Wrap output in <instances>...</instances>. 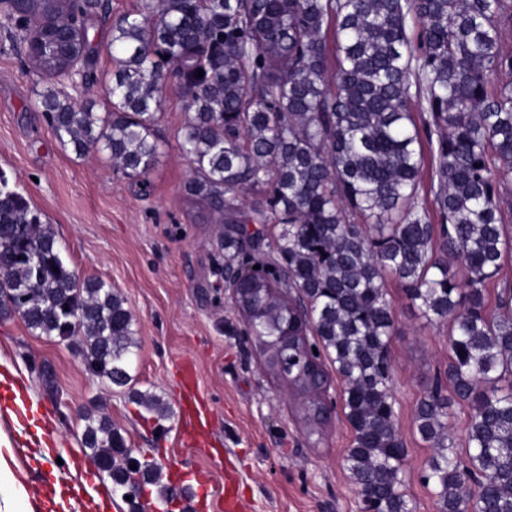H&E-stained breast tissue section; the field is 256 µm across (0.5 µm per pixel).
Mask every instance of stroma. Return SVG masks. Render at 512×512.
Segmentation results:
<instances>
[{
  "mask_svg": "<svg viewBox=\"0 0 512 512\" xmlns=\"http://www.w3.org/2000/svg\"><path fill=\"white\" fill-rule=\"evenodd\" d=\"M140 0H93L81 17L90 51L70 93L104 112L112 70L107 46L112 22L135 13ZM26 22L0 24V174L47 220L65 261L81 277L103 280L127 300L138 348L129 373L135 389L159 395L163 424L144 419L125 389L86 371L81 355L56 338L32 333L20 317L0 319V360L17 372L0 382V435L10 449L0 457L16 481L39 500L42 512L55 487L75 512H128L82 445L83 410L100 399L129 448L188 480L216 474L214 498L231 497L240 512H359L343 464L352 432L336 413L319 443L305 436L298 399L273 374L245 334L244 320L217 288L213 266L222 260L218 221L204 219L188 198L190 163L177 148L186 114L181 88L169 80L155 135L161 143L148 191L113 172L106 153L77 156L61 146L40 104L47 81L21 45ZM395 317L391 343L393 396L406 448L405 484L412 512H438L421 481L433 453L414 428L427 384L448 369V322H427L395 280L387 282ZM53 390H46L44 375ZM25 394L37 425L14 431L8 409ZM56 441L54 461H42L41 432Z\"/></svg>",
  "mask_w": 512,
  "mask_h": 512,
  "instance_id": "obj_1",
  "label": "stroma"
}]
</instances>
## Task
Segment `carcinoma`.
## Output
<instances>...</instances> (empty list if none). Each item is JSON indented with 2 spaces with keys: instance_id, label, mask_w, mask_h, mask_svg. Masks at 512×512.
<instances>
[{
  "instance_id": "carcinoma-1",
  "label": "carcinoma",
  "mask_w": 512,
  "mask_h": 512,
  "mask_svg": "<svg viewBox=\"0 0 512 512\" xmlns=\"http://www.w3.org/2000/svg\"><path fill=\"white\" fill-rule=\"evenodd\" d=\"M507 25L512 0H141L112 24L106 112L58 88L68 55L33 60L50 80L41 107L61 145L79 156L106 152L144 188L160 148L163 91L177 79L186 109L178 146L191 164L185 191L224 224L279 227L261 263L240 233L219 234L223 267L250 272L239 303L270 365L288 366L294 379L312 359L334 366L353 434L344 464L361 512H411L387 275L423 317L451 325L450 389L434 378L414 417L433 448L422 478L438 512H512V284L503 281L498 313L485 304L512 255L504 224L512 81L500 79L512 74ZM425 139L436 141L430 205L418 195ZM248 187L264 194L245 206ZM287 286L305 301L312 344L297 337L279 292ZM12 314L69 342L91 376L120 388L132 381L127 300L80 278L41 212L0 178V316ZM288 336L299 343L279 345ZM129 394L166 416L157 395ZM458 406L469 409L464 458L450 432ZM85 420L84 447L112 483H161L155 463L130 468L105 413L92 409Z\"/></svg>"
}]
</instances>
